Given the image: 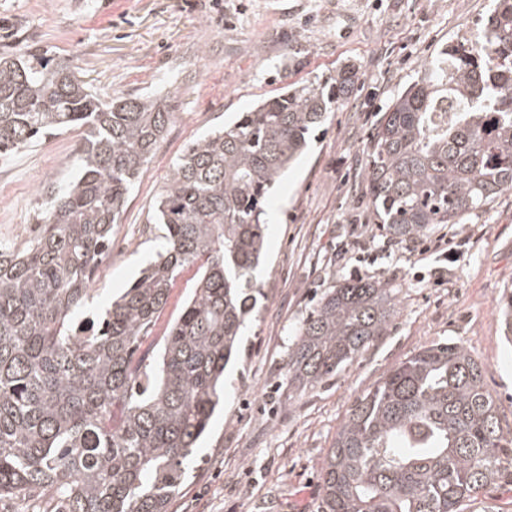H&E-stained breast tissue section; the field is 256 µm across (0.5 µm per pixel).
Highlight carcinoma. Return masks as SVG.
<instances>
[{
    "instance_id": "1",
    "label": "carcinoma",
    "mask_w": 512,
    "mask_h": 512,
    "mask_svg": "<svg viewBox=\"0 0 512 512\" xmlns=\"http://www.w3.org/2000/svg\"><path fill=\"white\" fill-rule=\"evenodd\" d=\"M480 41L425 59L374 128L369 204L393 237L458 224L512 189V0H496ZM355 84V65H344L188 145L153 205L162 251L95 323L82 319L93 274L172 112L149 95L106 101L69 61L38 50L0 57V158L86 130L78 174L46 202L37 238L0 249V499L57 495L56 512H167L263 296L254 276L262 204ZM190 267L194 292L156 340ZM500 312L511 342L512 291ZM394 315L383 282L328 289L299 328L288 382L336 376ZM485 374L467 348L445 341L391 367L328 449L320 512H461L486 488L512 483V421Z\"/></svg>"
}]
</instances>
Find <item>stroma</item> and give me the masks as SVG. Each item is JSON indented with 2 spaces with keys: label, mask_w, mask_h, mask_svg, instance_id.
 <instances>
[{
  "label": "stroma",
  "mask_w": 512,
  "mask_h": 512,
  "mask_svg": "<svg viewBox=\"0 0 512 512\" xmlns=\"http://www.w3.org/2000/svg\"><path fill=\"white\" fill-rule=\"evenodd\" d=\"M494 0H0V56L72 60L104 99L155 94L173 115L128 195L99 264L87 318L104 315L162 241L148 219L187 145L288 85L355 65L353 94L313 134L264 208V296L225 371L224 406L191 457L168 512H318V471L355 399L437 341L464 345L512 411V346L498 302L512 288V189L452 225L459 254L415 260L372 234L365 179L381 111L442 47L478 37ZM81 129L0 159V248L20 247L47 198L76 174ZM445 283L436 285V270ZM389 284L387 335L330 382L288 385L298 327L334 284Z\"/></svg>",
  "instance_id": "1"
}]
</instances>
